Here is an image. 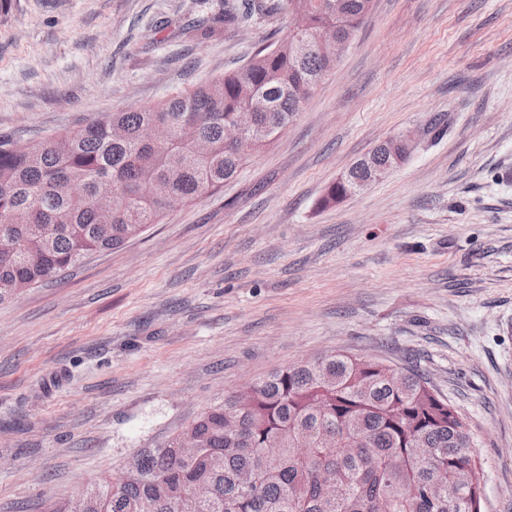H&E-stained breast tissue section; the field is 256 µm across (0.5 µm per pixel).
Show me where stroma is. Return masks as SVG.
Segmentation results:
<instances>
[{
    "instance_id": "obj_1",
    "label": "stroma",
    "mask_w": 512,
    "mask_h": 512,
    "mask_svg": "<svg viewBox=\"0 0 512 512\" xmlns=\"http://www.w3.org/2000/svg\"><path fill=\"white\" fill-rule=\"evenodd\" d=\"M224 0H11L0 137L151 106L287 36ZM411 154L320 199L381 141ZM416 366L473 439L484 512H512V0H374L339 65L223 192L0 304V512H40L224 393L331 352Z\"/></svg>"
}]
</instances>
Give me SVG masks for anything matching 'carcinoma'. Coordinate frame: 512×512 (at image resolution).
I'll list each match as a JSON object with an SVG mask.
<instances>
[{"mask_svg": "<svg viewBox=\"0 0 512 512\" xmlns=\"http://www.w3.org/2000/svg\"><path fill=\"white\" fill-rule=\"evenodd\" d=\"M373 0H224L189 28L218 37L251 11L291 16L292 30L237 70L153 105L110 112L38 141L0 138V304L87 256L124 246L175 206L212 195L272 144L336 67L318 34L354 37ZM254 115L249 144L224 125ZM162 125L168 140L144 131ZM339 178L324 206L348 198ZM331 353L277 369L231 394L155 448L117 482L43 512H483L484 487L458 412L413 367Z\"/></svg>", "mask_w": 512, "mask_h": 512, "instance_id": "carcinoma-1", "label": "carcinoma"}]
</instances>
